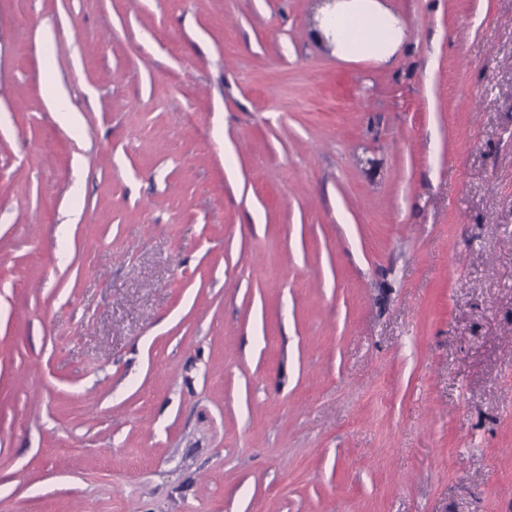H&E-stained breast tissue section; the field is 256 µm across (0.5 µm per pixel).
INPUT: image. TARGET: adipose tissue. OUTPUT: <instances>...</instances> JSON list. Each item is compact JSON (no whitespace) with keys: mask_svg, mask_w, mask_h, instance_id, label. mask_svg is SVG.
Segmentation results:
<instances>
[{"mask_svg":"<svg viewBox=\"0 0 512 512\" xmlns=\"http://www.w3.org/2000/svg\"><path fill=\"white\" fill-rule=\"evenodd\" d=\"M311 36L344 58L370 55L386 60L401 46L406 31L379 0H326Z\"/></svg>","mask_w":512,"mask_h":512,"instance_id":"ef3b65f1","label":"adipose tissue"}]
</instances>
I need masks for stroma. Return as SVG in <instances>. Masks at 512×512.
<instances>
[{"label": "stroma", "mask_w": 512, "mask_h": 512, "mask_svg": "<svg viewBox=\"0 0 512 512\" xmlns=\"http://www.w3.org/2000/svg\"><path fill=\"white\" fill-rule=\"evenodd\" d=\"M380 2L0 0V512H512V0ZM363 32V38L354 41ZM311 37L343 58L370 55L388 60L403 43L406 31L378 0H336L321 5Z\"/></svg>", "instance_id": "stroma-1"}]
</instances>
